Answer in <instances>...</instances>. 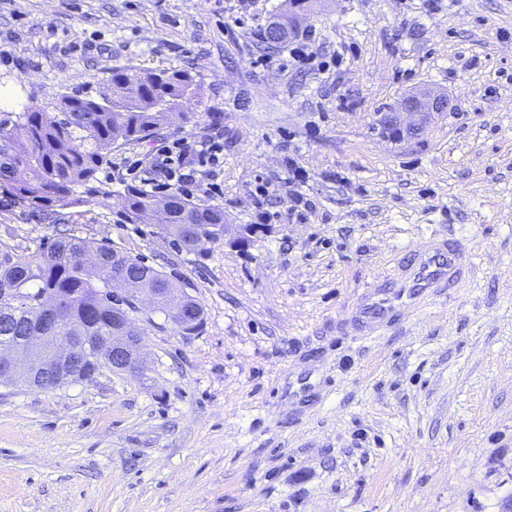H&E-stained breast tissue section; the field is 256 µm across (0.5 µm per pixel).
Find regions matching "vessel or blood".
I'll return each instance as SVG.
<instances>
[{"label": "vessel or blood", "mask_w": 512, "mask_h": 512, "mask_svg": "<svg viewBox=\"0 0 512 512\" xmlns=\"http://www.w3.org/2000/svg\"><path fill=\"white\" fill-rule=\"evenodd\" d=\"M401 267L400 279L364 296L354 317L364 335L381 330L396 308L417 304L427 296L455 287L467 273L468 262L452 239L436 237L427 249L404 258Z\"/></svg>", "instance_id": "vessel-or-blood-1"}]
</instances>
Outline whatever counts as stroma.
I'll use <instances>...</instances> for the list:
<instances>
[{"label":"stroma","instance_id":"35a3bbf8","mask_svg":"<svg viewBox=\"0 0 512 512\" xmlns=\"http://www.w3.org/2000/svg\"><path fill=\"white\" fill-rule=\"evenodd\" d=\"M285 9L0 0L14 111L99 94L116 69H186L204 86L190 123L113 148L110 198L51 215L0 192V255L95 240L204 310L185 334L139 307L144 374L0 385V512H499L512 495V0H313L303 28L323 58L344 55L326 72L283 68L267 48ZM418 88L454 110L385 137L381 112ZM216 131V203L225 223L254 225L243 243L189 253L156 225L121 223L126 164ZM450 232L467 276L356 335L362 295Z\"/></svg>","mask_w":512,"mask_h":512}]
</instances>
